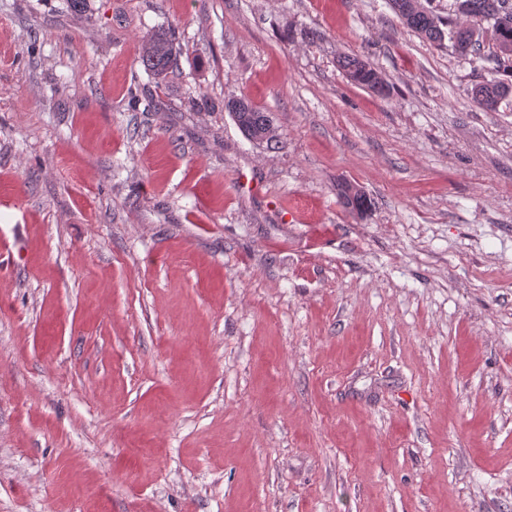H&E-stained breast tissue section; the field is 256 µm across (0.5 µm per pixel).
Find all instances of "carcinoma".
<instances>
[{
    "label": "carcinoma",
    "instance_id": "obj_1",
    "mask_svg": "<svg viewBox=\"0 0 512 512\" xmlns=\"http://www.w3.org/2000/svg\"><path fill=\"white\" fill-rule=\"evenodd\" d=\"M431 0H388L403 25L428 41L442 46L452 42L462 55L472 56L474 61H491L499 78L476 85L472 97L479 107L494 111L501 101L512 94V0H453V13L443 17L428 7ZM480 20L490 25L495 41V52L481 55L482 28L473 29L469 23ZM139 61L157 78L163 79L177 64V50L170 33L159 30L144 38L139 46ZM346 76L353 83L367 86L378 92L385 91L381 77L371 64L358 57L348 56L339 61ZM224 109L231 112L238 128L250 142L271 145L276 142L277 129L270 112H262L245 97L230 99ZM346 207L356 214L364 213L370 205L365 193L351 183L339 188Z\"/></svg>",
    "mask_w": 512,
    "mask_h": 512
}]
</instances>
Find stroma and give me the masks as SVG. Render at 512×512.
I'll return each mask as SVG.
<instances>
[{
	"instance_id": "1",
	"label": "stroma",
	"mask_w": 512,
	"mask_h": 512,
	"mask_svg": "<svg viewBox=\"0 0 512 512\" xmlns=\"http://www.w3.org/2000/svg\"><path fill=\"white\" fill-rule=\"evenodd\" d=\"M493 76L387 0H0V512H512ZM177 50L169 31L158 30L139 46V61L158 79H164L177 64ZM339 65L353 83L360 86L365 85L378 92L385 91V85L381 81V77L375 68L363 58L358 56L344 57L339 61ZM511 93L512 81L499 78L478 84L472 89V97L486 111L496 110L501 101ZM224 109L231 112L238 128L250 142L272 145L277 141L275 120L270 112H262L246 97L229 99ZM340 196L344 204L350 211L356 214H363L371 204L365 193L351 183L339 185Z\"/></svg>"
}]
</instances>
